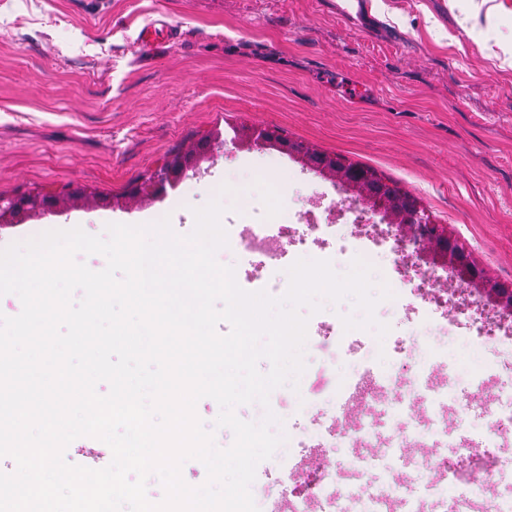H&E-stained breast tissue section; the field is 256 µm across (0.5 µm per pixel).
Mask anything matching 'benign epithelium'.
I'll return each mask as SVG.
<instances>
[{"label": "benign epithelium", "instance_id": "benign-epithelium-1", "mask_svg": "<svg viewBox=\"0 0 512 512\" xmlns=\"http://www.w3.org/2000/svg\"><path fill=\"white\" fill-rule=\"evenodd\" d=\"M248 141L256 146H272L288 151V142L280 141V134L272 129H257L249 135ZM214 145L215 142L208 139L196 145V151L192 154L182 155L178 178L196 171L204 154ZM299 156L310 169L321 174L336 175L346 190L357 194L358 202L367 203L371 213L380 215L387 222L402 244L416 247L427 262L451 270L480 300L496 307L501 314L512 315V282L490 277L470 253L448 235V231L425 221L418 204L408 200L404 206H396L395 201L373 189L369 175L350 167L340 157L326 155L321 162L315 163L303 152ZM54 208L56 198L49 193L34 192L12 199L0 198V226L13 224L23 215L49 212Z\"/></svg>", "mask_w": 512, "mask_h": 512}]
</instances>
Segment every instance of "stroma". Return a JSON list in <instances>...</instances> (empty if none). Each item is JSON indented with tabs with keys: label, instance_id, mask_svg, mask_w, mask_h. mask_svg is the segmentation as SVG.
Instances as JSON below:
<instances>
[{
	"label": "stroma",
	"instance_id": "obj_1",
	"mask_svg": "<svg viewBox=\"0 0 512 512\" xmlns=\"http://www.w3.org/2000/svg\"><path fill=\"white\" fill-rule=\"evenodd\" d=\"M0 0V197L81 187L69 202L0 229L8 246L73 225L101 235L110 223L169 218L192 231L191 208L219 199L222 223L239 222L241 198L257 200L272 223L287 224L283 267L309 248L312 223L351 224V193L334 177L286 153L241 143L239 134L272 127L313 149L377 171L416 197L431 221L493 278L512 282V0L468 14L452 0ZM181 30L150 55L136 51L157 13ZM210 132L214 147L197 174L132 201L166 158ZM398 291L374 315L381 338L352 331L350 356L404 340L421 354L447 344L430 374L445 399L414 403L415 417L446 422L423 442L389 458L356 447L322 465L347 492L384 480L407 485L396 512H455L464 486L492 472L488 502L512 507V434L495 422L512 386V317L477 306L452 277L431 291L438 305L416 312L401 260L384 261ZM503 350L460 344L477 330ZM494 441V458L441 474L437 458L466 455Z\"/></svg>",
	"mask_w": 512,
	"mask_h": 512
}]
</instances>
